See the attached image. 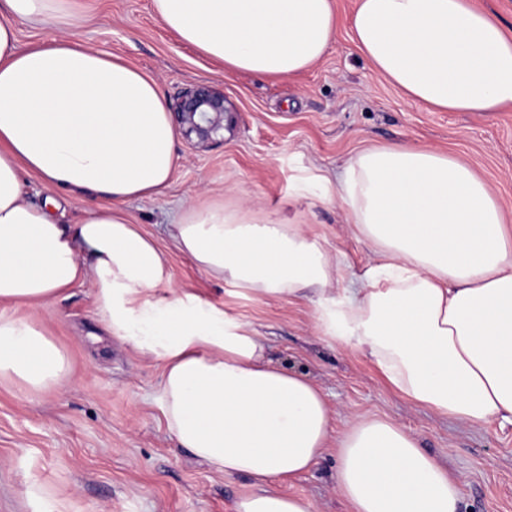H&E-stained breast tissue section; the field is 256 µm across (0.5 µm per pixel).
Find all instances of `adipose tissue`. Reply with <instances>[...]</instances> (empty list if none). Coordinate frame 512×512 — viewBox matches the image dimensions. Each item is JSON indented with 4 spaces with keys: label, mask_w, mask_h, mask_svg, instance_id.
Instances as JSON below:
<instances>
[{
    "label": "adipose tissue",
    "mask_w": 512,
    "mask_h": 512,
    "mask_svg": "<svg viewBox=\"0 0 512 512\" xmlns=\"http://www.w3.org/2000/svg\"><path fill=\"white\" fill-rule=\"evenodd\" d=\"M162 23L226 71L293 78L337 34L332 0H152ZM77 0H0V381L59 386L65 352L18 315L76 283L94 287L107 335L163 364L157 400L171 435L256 489L233 512H315L286 485L336 449L350 512H461L460 479L380 417L334 435L308 376L273 365L264 336L176 288L156 240L123 212L159 194L175 128L153 80L69 35L20 49L17 25L67 24ZM353 40L373 71L448 112L512 106V38L468 0H356ZM27 173L94 199L58 224L23 199ZM336 195L375 260L340 282L339 254L300 224L256 221L215 202L167 234L211 280L257 299L309 301L315 330L354 347L414 403L462 425H512V225L488 185L449 155L408 143L345 160Z\"/></svg>",
    "instance_id": "ef3b65f1"
}]
</instances>
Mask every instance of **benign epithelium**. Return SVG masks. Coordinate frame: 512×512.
Segmentation results:
<instances>
[{"label": "benign epithelium", "mask_w": 512, "mask_h": 512, "mask_svg": "<svg viewBox=\"0 0 512 512\" xmlns=\"http://www.w3.org/2000/svg\"><path fill=\"white\" fill-rule=\"evenodd\" d=\"M171 111L182 137L196 148H205L224 131V121H233L224 89L200 83L177 95Z\"/></svg>", "instance_id": "benign-epithelium-1"}]
</instances>
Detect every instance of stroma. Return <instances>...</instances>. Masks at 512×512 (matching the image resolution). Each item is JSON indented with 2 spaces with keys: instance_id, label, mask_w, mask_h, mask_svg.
Listing matches in <instances>:
<instances>
[{
  "instance_id": "35a3bbf8",
  "label": "stroma",
  "mask_w": 512,
  "mask_h": 512,
  "mask_svg": "<svg viewBox=\"0 0 512 512\" xmlns=\"http://www.w3.org/2000/svg\"><path fill=\"white\" fill-rule=\"evenodd\" d=\"M85 5L72 26L85 45L143 72L166 100L208 82L223 88L233 108V127L222 140L198 149L176 138L168 186L124 205L166 252L174 286L250 323L275 361L307 372L335 413L337 431L356 417L387 418L461 478V512H512L511 424L463 426L413 404L357 349L320 338L311 304L258 300L214 282L165 233L181 208L221 199L251 218L304 225L341 253V276L361 272L372 254L322 178L335 176L364 148L398 142L444 151L468 165L512 220V108L439 111L375 75L349 28L356 0H335L337 37L320 62L289 80L226 72L168 31L152 0ZM50 196L60 203L57 222L66 225L77 223L89 203L26 177L27 203L39 207ZM30 315L67 354L71 372L62 386L33 399L20 384L0 383V512H232L239 496L255 491L249 476L216 472L169 434L155 399L161 362L105 336L91 283L68 288ZM335 467L331 448L290 493L311 499L315 512H347L332 482ZM31 486L36 495H27Z\"/></svg>"
}]
</instances>
